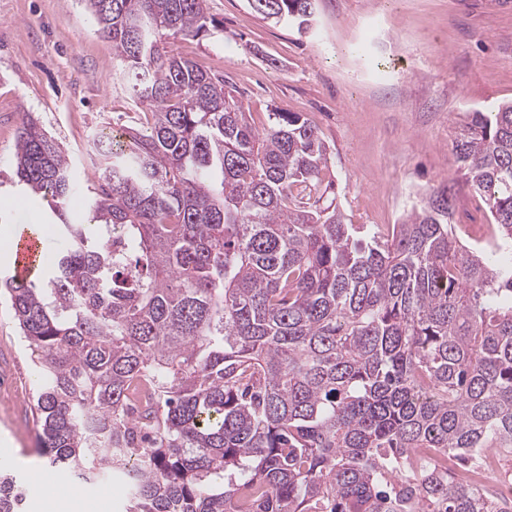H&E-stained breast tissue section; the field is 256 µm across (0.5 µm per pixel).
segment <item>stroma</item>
Masks as SVG:
<instances>
[{"label":"stroma","instance_id":"35a3bbf8","mask_svg":"<svg viewBox=\"0 0 512 512\" xmlns=\"http://www.w3.org/2000/svg\"><path fill=\"white\" fill-rule=\"evenodd\" d=\"M207 8L222 30L176 39V52L224 78L257 124L278 110L315 125L347 223H400L407 183L453 185L456 223H488L481 198L455 179L450 140L461 114L512 101V0H317L305 34L263 19L248 0H207ZM138 112L111 41L81 0H0V215L10 224L45 218L13 181L24 114L84 174L89 138ZM36 386L0 298V468L20 476L30 512H119L117 481L49 500Z\"/></svg>","mask_w":512,"mask_h":512}]
</instances>
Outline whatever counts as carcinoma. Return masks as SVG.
Listing matches in <instances>:
<instances>
[{"mask_svg": "<svg viewBox=\"0 0 512 512\" xmlns=\"http://www.w3.org/2000/svg\"><path fill=\"white\" fill-rule=\"evenodd\" d=\"M84 2L146 112L123 140L95 135L79 221L69 154L28 114L17 129V182L70 242L0 280L39 369L45 463L119 479L122 512H512L450 477L490 448L512 470V103L465 113L451 141L486 245L456 234L446 186L400 224L356 226L328 203L315 126L257 127L171 49L210 31L206 0ZM316 2L256 12L299 25ZM142 376L156 398L131 426ZM25 500L0 471V512Z\"/></svg>", "mask_w": 512, "mask_h": 512, "instance_id": "carcinoma-1", "label": "carcinoma"}]
</instances>
